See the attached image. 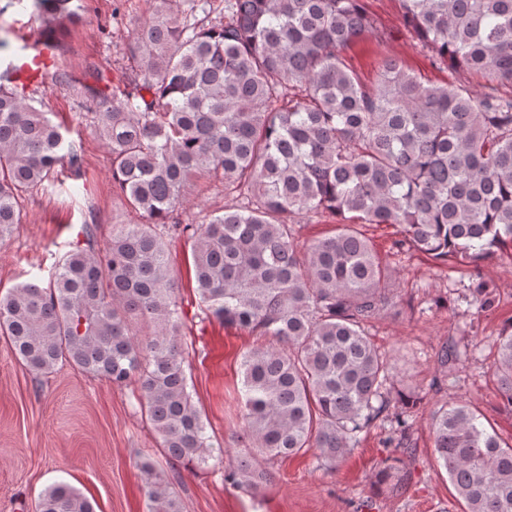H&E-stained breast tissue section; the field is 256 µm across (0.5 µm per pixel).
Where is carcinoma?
Returning a JSON list of instances; mask_svg holds the SVG:
<instances>
[{"mask_svg":"<svg viewBox=\"0 0 512 512\" xmlns=\"http://www.w3.org/2000/svg\"><path fill=\"white\" fill-rule=\"evenodd\" d=\"M29 2L61 28L75 0ZM153 0L130 49L134 77L114 89L99 69L76 89L95 115L112 180L142 224H114L101 250L65 253L48 287L0 295V335L36 373L67 363L117 387L136 385L140 411L172 462L225 463L224 480L257 488L260 460L317 450L330 467L389 408L393 363L363 323L387 300L389 273L353 222L394 224L433 260L478 266L512 247V0H401L433 64L483 75L488 91L424 83L395 57L361 82L347 49L376 30L362 0H224V22L191 21L210 0ZM0 242L21 223L20 199L82 157L61 126L0 74ZM221 175L248 200L206 224H169L192 178ZM340 218L300 250L290 214ZM191 243L196 291L220 322L268 338L241 361L243 437L214 446L188 391L177 288L165 233ZM493 306L486 285L470 288ZM153 326L145 340L134 325ZM493 365L512 406V324ZM434 452L466 512H512V446L458 400L431 417ZM148 512H181L168 474L143 465ZM36 512H95L67 483Z\"/></svg>","mask_w":512,"mask_h":512,"instance_id":"cac0c4a2","label":"carcinoma"}]
</instances>
